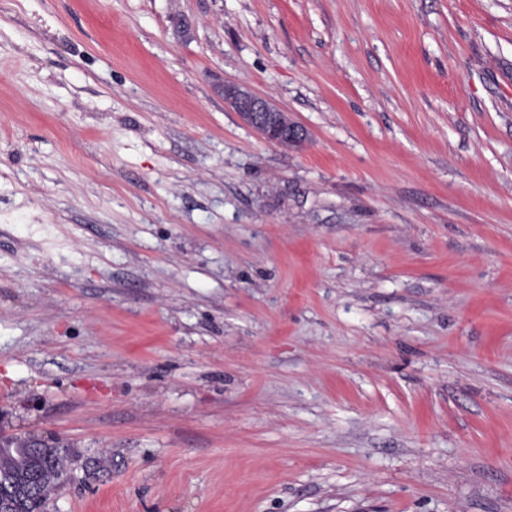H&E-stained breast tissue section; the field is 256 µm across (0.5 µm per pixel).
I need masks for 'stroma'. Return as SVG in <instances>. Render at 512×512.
Wrapping results in <instances>:
<instances>
[{
  "label": "stroma",
  "mask_w": 512,
  "mask_h": 512,
  "mask_svg": "<svg viewBox=\"0 0 512 512\" xmlns=\"http://www.w3.org/2000/svg\"><path fill=\"white\" fill-rule=\"evenodd\" d=\"M0 431L46 512H512V0H0ZM216 88L224 98V104L265 141L286 148L306 141L307 131L304 127L291 121L286 112L249 88L224 81ZM7 436L0 434V470L15 469L26 464L29 454L38 452L42 455L46 469H53L45 478L42 472L31 473V492L36 498L43 502L49 499L56 483H52L53 476L57 468L64 466V462L68 460L64 456L65 449L57 448L46 444V448L33 447L29 448L27 441H13L9 447H4L6 442L11 440ZM14 444V445H13Z\"/></svg>",
  "instance_id": "35a3bbf8"
}]
</instances>
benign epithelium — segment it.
<instances>
[{
    "label": "benign epithelium",
    "mask_w": 512,
    "mask_h": 512,
    "mask_svg": "<svg viewBox=\"0 0 512 512\" xmlns=\"http://www.w3.org/2000/svg\"><path fill=\"white\" fill-rule=\"evenodd\" d=\"M217 91L224 98V104L265 141L286 148L306 141L307 131L304 127L291 121L287 113L249 88L221 82L217 85ZM27 481V474L23 472L0 473L1 509L5 507L11 509V512H42L41 502L27 496Z\"/></svg>",
    "instance_id": "obj_1"
}]
</instances>
